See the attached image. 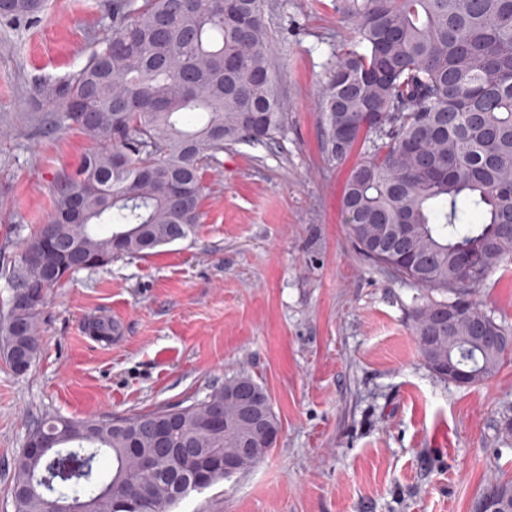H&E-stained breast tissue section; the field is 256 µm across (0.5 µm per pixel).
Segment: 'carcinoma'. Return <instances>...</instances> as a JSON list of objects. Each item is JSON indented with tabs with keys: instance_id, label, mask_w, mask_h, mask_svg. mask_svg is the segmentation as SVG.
<instances>
[{
	"instance_id": "1",
	"label": "carcinoma",
	"mask_w": 512,
	"mask_h": 512,
	"mask_svg": "<svg viewBox=\"0 0 512 512\" xmlns=\"http://www.w3.org/2000/svg\"><path fill=\"white\" fill-rule=\"evenodd\" d=\"M46 0H0V21L33 22ZM264 0H112V38L96 39L72 77L37 89L52 112L50 126L77 129L94 147L54 186L50 219L27 241L35 251L52 242L82 264L146 254L189 238L200 223L202 172L224 148L273 140L287 113L270 54ZM354 23L351 47L337 56L322 93L328 154L346 158L359 144L375 152L347 178L342 214L363 258L396 278L449 294L414 314L425 365L448 380L457 360L478 372L476 385L512 354V334L475 299L489 273L512 258V0H336ZM11 284L36 290L30 302H10L0 317V356L14 365L20 344L37 355L45 278L14 263ZM451 330L436 332L448 304ZM89 331L112 339V321ZM488 344L468 340L478 333ZM460 340L448 346V335ZM243 388L266 415L267 436L280 423L268 392L246 370L224 379L202 400L113 419L43 418L30 433L43 438L37 461H15L14 512H48V499L79 512H114L143 492L140 512H173L194 475L168 476L154 418L190 434L189 452L215 464L233 456L235 474L271 451L252 436L242 448L239 415L224 393ZM224 418L212 435L209 417ZM152 454L158 471L141 470ZM43 473L44 488L30 485Z\"/></svg>"
}]
</instances>
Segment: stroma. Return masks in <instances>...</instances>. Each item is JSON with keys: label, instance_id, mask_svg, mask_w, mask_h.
<instances>
[{"label": "stroma", "instance_id": "obj_1", "mask_svg": "<svg viewBox=\"0 0 512 512\" xmlns=\"http://www.w3.org/2000/svg\"><path fill=\"white\" fill-rule=\"evenodd\" d=\"M111 2L48 0L36 25L0 23V314L5 272L51 216L56 179L93 147L50 130L35 89L85 64L112 31ZM265 22L288 114L275 139L204 168L191 239L52 289L26 373L0 358V512H14V463L45 415L187 405L242 369L271 397L277 444L174 512H472L489 480H512V357L475 386L437 379L414 335L430 291L365 262L343 221L345 180L369 149L329 157L318 103L351 22L334 0H266ZM476 297L512 329V271ZM101 316L122 334L91 336Z\"/></svg>", "mask_w": 512, "mask_h": 512}]
</instances>
